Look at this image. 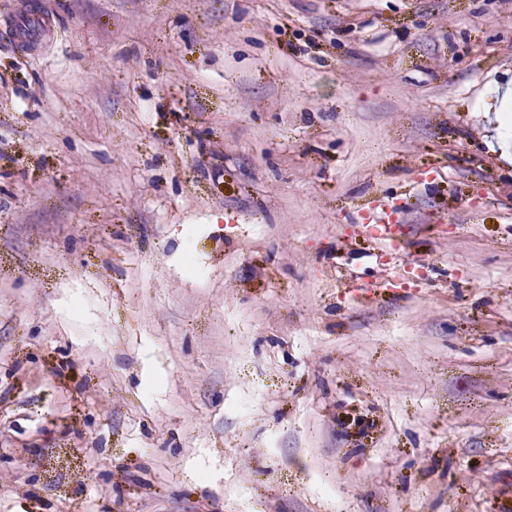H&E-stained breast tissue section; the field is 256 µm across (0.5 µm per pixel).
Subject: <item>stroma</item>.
<instances>
[{
  "label": "stroma",
  "mask_w": 512,
  "mask_h": 512,
  "mask_svg": "<svg viewBox=\"0 0 512 512\" xmlns=\"http://www.w3.org/2000/svg\"><path fill=\"white\" fill-rule=\"evenodd\" d=\"M511 81L512 0H0V512H512ZM491 102L484 112H492L490 119L495 125V140L500 157L512 162V82L511 86H497L493 90Z\"/></svg>",
  "instance_id": "35a3bbf8"
}]
</instances>
